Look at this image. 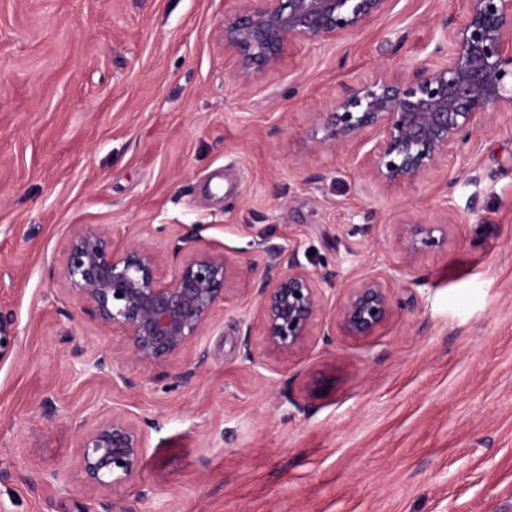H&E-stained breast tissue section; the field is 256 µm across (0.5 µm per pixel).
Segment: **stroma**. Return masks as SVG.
Here are the masks:
<instances>
[{
    "instance_id": "obj_1",
    "label": "stroma",
    "mask_w": 512,
    "mask_h": 512,
    "mask_svg": "<svg viewBox=\"0 0 512 512\" xmlns=\"http://www.w3.org/2000/svg\"><path fill=\"white\" fill-rule=\"evenodd\" d=\"M239 0H0V512H101L99 490L43 483L78 461L80 423L148 421L127 512H512V112L454 145L446 171L385 190L352 147L315 152V113L410 71L466 0H395L363 28L295 40L244 78L221 26ZM444 225L404 259L401 223ZM151 235H140L142 225ZM107 227L167 254L186 234L239 261L327 275L338 302L380 270L393 313L367 337L315 334L244 361L256 301L219 305L189 384L121 360L59 271L71 235ZM152 489L140 498L141 486ZM16 338L17 332L13 315L0 313V363L12 350Z\"/></svg>"
}]
</instances>
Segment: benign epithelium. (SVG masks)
Wrapping results in <instances>:
<instances>
[{"label":"benign epithelium","instance_id":"7a95c632","mask_svg":"<svg viewBox=\"0 0 512 512\" xmlns=\"http://www.w3.org/2000/svg\"><path fill=\"white\" fill-rule=\"evenodd\" d=\"M241 2L224 16L221 37L239 74L259 78L276 68L291 40L325 41L354 32L388 11L393 0ZM504 109L512 110V0H468L464 19L444 22L434 48L408 75L362 81L316 113L312 140L317 149L371 144L359 165L387 190L441 170L452 146L471 140L487 115ZM444 241L443 225L419 219L399 225L396 247L410 258ZM181 242L180 263L169 279L162 274L163 253L137 242L116 251L104 228H85L67 244L61 276L68 291L102 326L123 333L112 355L93 362L116 389L128 385L115 368L119 355L163 365L174 381H189L194 370L182 355L203 335L218 304L232 299L226 288L232 279H244L255 292L261 341L257 349L245 343L244 360L251 364L258 351L288 357L326 318L346 336L365 337L392 314L381 272L348 284L332 307L325 277L299 264L285 269L270 257L260 267L243 265L223 252L195 248L189 236ZM16 338L13 315L0 313V361ZM144 452V428L127 411L114 409L82 433L76 469L54 471L46 481L95 487L104 495V512H118L111 495L136 477Z\"/></svg>","mask_w":512,"mask_h":512}]
</instances>
